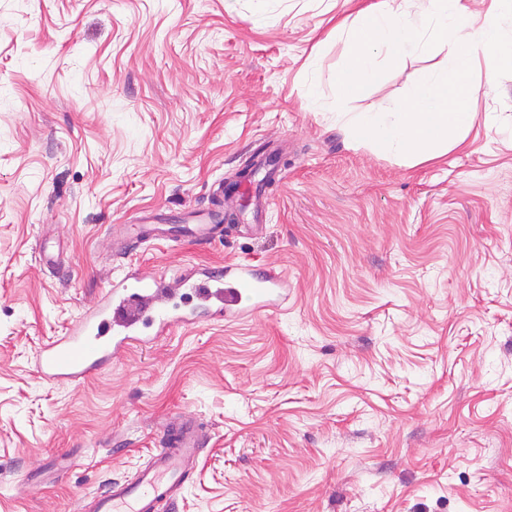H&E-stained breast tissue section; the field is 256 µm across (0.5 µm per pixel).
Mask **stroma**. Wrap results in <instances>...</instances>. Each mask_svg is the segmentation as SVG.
<instances>
[{
    "label": "stroma",
    "instance_id": "obj_1",
    "mask_svg": "<svg viewBox=\"0 0 512 512\" xmlns=\"http://www.w3.org/2000/svg\"><path fill=\"white\" fill-rule=\"evenodd\" d=\"M370 0H0V512H78L150 460L204 450L174 512H512V74L463 145L358 141L428 53L340 98L337 22ZM493 124H485L486 114ZM273 153L272 205L147 270L277 268L288 301L181 325L85 382L42 343L96 307L142 214L177 217Z\"/></svg>",
    "mask_w": 512,
    "mask_h": 512
}]
</instances>
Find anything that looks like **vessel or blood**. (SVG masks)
Wrapping results in <instances>:
<instances>
[{
	"label": "vessel or blood",
	"mask_w": 512,
	"mask_h": 512,
	"mask_svg": "<svg viewBox=\"0 0 512 512\" xmlns=\"http://www.w3.org/2000/svg\"><path fill=\"white\" fill-rule=\"evenodd\" d=\"M236 193H227L222 209L189 216L184 235L204 245L220 232L225 214L236 211ZM191 290L206 304L208 317L243 316L281 306L288 298L280 272L258 271L240 263L226 265L222 275L179 269L146 271L132 266L112 282L103 301L61 335L44 342L35 368L44 381L81 384L129 346L143 343L142 328L154 336L169 334L185 321L169 302L174 293ZM203 445L193 422L171 420L149 464L133 478L115 480L97 495L94 512H158L171 506L175 494Z\"/></svg>",
	"instance_id": "obj_1"
}]
</instances>
